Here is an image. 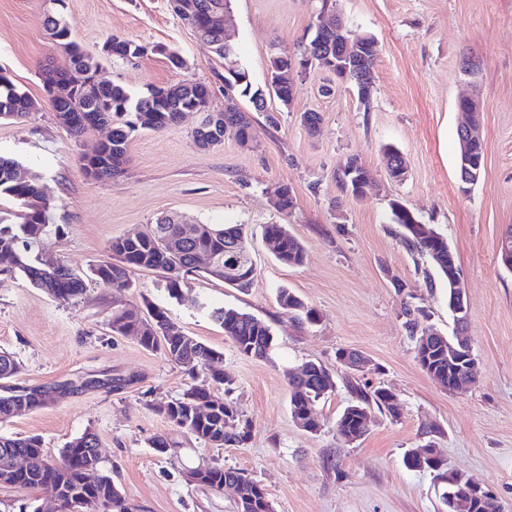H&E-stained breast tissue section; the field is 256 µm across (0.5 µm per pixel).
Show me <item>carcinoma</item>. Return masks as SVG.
<instances>
[{"mask_svg":"<svg viewBox=\"0 0 512 512\" xmlns=\"http://www.w3.org/2000/svg\"><path fill=\"white\" fill-rule=\"evenodd\" d=\"M195 8L190 13H176V16L192 32L210 45L212 51L221 59L235 56V48L228 42L226 32L210 24L213 7L223 5L232 10L231 0H193ZM315 16L311 28L314 35L304 51L298 56L286 53L271 59V75L277 83L275 96L282 105L290 104L293 83L299 71L296 63L305 57L317 60V66L336 78V84L355 83L336 68L334 59L339 51L332 47L330 55H325V45L336 38V34L324 28H318ZM43 26L51 40L57 44L67 45L65 65L58 67L62 73H73L72 80L77 93L63 108L72 114L67 127L73 136L80 137L90 129L96 128L93 119L112 125V139L104 145L100 161L112 166L116 174L128 161V145L132 136L141 130H162L178 123L182 110L194 102L209 99L210 87L203 82H179L163 87H151L147 92L134 95L118 83L105 86L86 87L81 82L80 74L94 73L102 63L111 60L126 61L137 58L145 52L158 51V47L146 45L113 36L105 41L110 46L107 53L92 56L72 38V25L61 14L48 8L44 12ZM224 85L232 92L248 99L254 112L265 114L266 126L278 128L279 120L267 107L266 86L252 82L246 68L238 65L220 75ZM31 111V100L13 81L0 77V119H20ZM230 125L237 128V141L242 146H249L257 138L253 118L248 112L222 113ZM20 167L18 161L0 156V195H8L19 202L21 210L15 214L16 221L3 224L0 219V258L11 260L9 274L21 273L31 284L63 300L76 298L85 290V279L61 261L52 267L41 262L42 241L53 225L54 205L43 194L41 175L33 172L23 182L14 177V170ZM345 181L341 182L342 191L357 198L360 185L369 182L370 172L356 157H349L341 167ZM391 223L402 228L401 241L409 251L430 259L433 269L440 276H448V262L455 261L447 238L437 231L435 225H427L428 231L410 232L407 229V213L390 208ZM202 234L183 241L180 253L172 255L159 242L161 236L178 237L182 228L179 219L170 214L156 218L149 230L138 239L117 237L108 245L109 258L91 269L94 278L103 285L116 291L133 287L130 273L135 269H147L162 274L166 281L169 295L182 300L181 282L197 272L209 274L205 268L196 264L199 253H209L224 259V250L231 245H238L240 266L236 277L225 285L245 290L252 284L249 274L253 269L252 246L243 224H204ZM262 237L277 241L276 259L286 265L298 266L305 260L302 243L288 232L284 224H266L262 228ZM277 304L282 313L294 319L313 322L315 313L287 288L278 289ZM405 316L404 327L418 361L427 373L442 381L443 385L453 384L457 371L448 363V336H431L423 342L426 327L421 325L418 310L408 303H403ZM163 318L165 331L153 333L149 330L141 333L139 328L146 327L149 319L137 308L117 309L112 312L109 323L112 333L120 336H133L148 351L157 352L165 359L184 368L195 383L174 401L154 406L155 412L164 416L174 425L190 432L204 443L222 448L238 446L244 443L251 432V423L243 418L237 406L226 401L217 404L212 401L211 385L214 383L229 385L231 379L224 377V372L214 364L222 358V353L185 334L161 309H154L149 315ZM211 316L220 323L224 334L234 344L237 351L247 357L264 358L273 343L271 328L253 315L233 307H221L211 312ZM311 371L305 376L288 374L291 387L290 409L293 418L301 413H311L310 431L318 432L322 428L318 402L329 394L327 383L321 378H330L329 370L314 362L307 363ZM20 370V363L8 353L0 352V380L15 377ZM209 371L204 379H198L201 371ZM392 394L386 389H377L368 394L357 390L356 399L347 405L336 420V436L347 444L362 439L368 432L366 422L370 420L371 409L377 407L388 411L395 419L401 415V405L391 402ZM43 406V402L34 392H27L20 387L6 388V394L0 395V424L8 423L25 407L30 411ZM199 406L209 407L204 417L196 414ZM98 447L97 435L86 430L73 438L59 450L58 456H49L42 440L36 436L12 437L0 435V485L11 486L20 491L52 484L57 489L59 498L58 512H73L74 504H80L81 512H131V507L119 488L108 474L98 473L96 482L88 484L84 480L85 470L98 469L99 458L91 452ZM17 455L30 458V465L25 470H15L12 459ZM434 481L439 483L441 499L446 506L454 502L467 503L466 512H482L480 498L468 488L441 478L439 472L431 470ZM242 480L239 498L246 500L257 496V480L247 471L226 467L221 462H214V467L207 471L197 482L200 487L221 490L224 479Z\"/></svg>","mask_w":512,"mask_h":512,"instance_id":"1","label":"carcinoma"}]
</instances>
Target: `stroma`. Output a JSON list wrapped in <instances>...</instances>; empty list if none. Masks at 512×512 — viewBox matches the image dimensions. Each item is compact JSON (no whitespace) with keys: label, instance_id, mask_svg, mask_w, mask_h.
I'll list each match as a JSON object with an SVG mask.
<instances>
[{"label":"stroma","instance_id":"obj_1","mask_svg":"<svg viewBox=\"0 0 512 512\" xmlns=\"http://www.w3.org/2000/svg\"><path fill=\"white\" fill-rule=\"evenodd\" d=\"M333 6L352 36L374 35L377 45L369 107L351 86L320 96L325 71L303 75L289 107L271 100L278 129L259 131L239 145L227 133L223 146L204 150L193 139L196 115L163 131L134 135L120 176L88 179L80 158L107 132L73 138L56 120L39 76L46 60L64 65L63 50L49 40L42 15L46 0H0V71L36 102L23 120H0V155L38 172L55 204L56 228L43 249L87 274L116 237L145 231L173 211L195 224H243L253 234L256 275L241 291L191 275L184 300L171 298L151 270L132 271V289L117 293L88 278L83 295L58 300L17 275L0 284V350L13 353L19 387L72 381L74 391L41 409L11 419L0 433L41 438L46 453L85 430L96 433L101 471L134 512H235L231 490L187 483L184 470L214 459L247 470L266 490L275 512H446L429 474L408 470V449L433 445L450 469L473 479L512 512V271L497 259L499 240L512 225V0H233L231 41L236 61L255 84L267 82L274 53H299L323 5ZM73 37L89 53L118 36L150 46L131 61L103 63L101 80L135 94L178 82L210 85L209 107L224 108L223 59L184 25L169 0H63ZM177 52L172 68L165 50ZM470 56L474 75L461 70ZM483 101L485 171L462 193L457 176L459 96ZM322 116L316 134L302 112ZM396 145L407 163L403 180L390 178L381 148ZM355 156L373 177L360 198L342 193L336 170ZM288 186L294 205L281 211L276 194ZM397 199L436 225L454 252L466 290V336L479 379L463 394L448 392L419 365L403 327V303L424 314L425 325L454 335L445 280L429 282L428 259L412 255L389 222ZM283 224L305 249L299 266L280 263L266 248L262 227ZM404 292H397L396 282ZM293 291L314 309L315 323L282 314L278 288ZM151 303L198 341L222 352L219 367L231 387L213 386L252 424L239 446L213 448L155 412L191 383L182 368L112 333L117 305ZM217 307L248 312L270 326L266 358L240 354L212 320ZM357 350L368 359L351 374L336 359ZM314 361L333 373L336 390L319 403L320 432L292 418L287 372ZM129 379L118 391L84 388L90 377ZM390 390L403 407L399 419L373 411L367 435L348 445L336 421L353 399L352 385ZM165 437L177 457L157 452Z\"/></svg>","mask_w":512,"mask_h":512}]
</instances>
